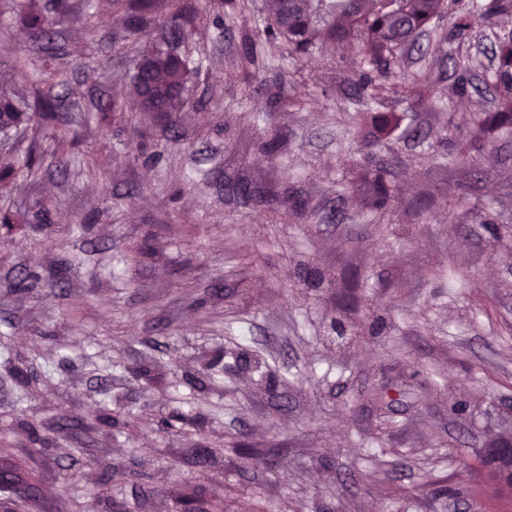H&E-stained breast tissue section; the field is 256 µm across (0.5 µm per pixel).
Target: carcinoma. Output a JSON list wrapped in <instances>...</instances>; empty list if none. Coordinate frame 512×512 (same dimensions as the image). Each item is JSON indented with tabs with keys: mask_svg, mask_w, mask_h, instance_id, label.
<instances>
[{
	"mask_svg": "<svg viewBox=\"0 0 512 512\" xmlns=\"http://www.w3.org/2000/svg\"><path fill=\"white\" fill-rule=\"evenodd\" d=\"M168 15L165 24L177 40L193 35L188 27L189 9L185 0H166ZM272 26L269 33L284 39L290 50L298 55L312 53L326 41L358 43L360 79L355 90L365 92L372 86L374 75L390 80L389 90L409 98L422 97L427 87L413 80L403 69L408 44L420 34L429 31L436 21L446 17L453 36L463 35L477 25L491 21L500 13L512 10V0H489L473 12L460 6L461 0H270ZM117 10L130 18L143 21L154 0H112ZM68 7L67 0H48L40 8L33 0L20 5L18 18L25 27L46 36L52 25V13ZM495 57L497 68L493 74L499 99L495 111L486 112L475 124L472 139L480 141L487 132L512 124V31L498 38ZM200 71V65L160 43L142 50L131 80L140 89L144 73L155 81L158 99L167 112H180L186 105L183 90L189 77ZM62 71L48 68L34 78L31 86L41 108V117L47 119L54 112V89L65 84ZM0 133L24 132L33 121L28 103L0 82ZM376 195L373 207L382 208L390 197L392 185L382 175L375 178ZM0 482L10 486L20 502L35 506L37 499L23 495L32 485L19 479L10 469H0Z\"/></svg>",
	"mask_w": 512,
	"mask_h": 512,
	"instance_id": "cac0c4a2",
	"label": "carcinoma"
}]
</instances>
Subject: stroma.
<instances>
[{"mask_svg":"<svg viewBox=\"0 0 512 512\" xmlns=\"http://www.w3.org/2000/svg\"><path fill=\"white\" fill-rule=\"evenodd\" d=\"M187 4L180 49L203 66L168 116L131 83L169 37L164 0L135 36L111 0H69L50 43L0 0L19 96L17 56L71 72L60 112L0 143V169L40 156L0 191L17 218L0 225V448L34 473L37 512L186 495L204 512H512L479 463L512 437V126L471 141L512 13L418 38L404 68L432 92L410 100L356 94L355 46L269 41L267 0ZM109 97L122 109L100 115ZM379 170L394 191L378 211Z\"/></svg>","mask_w":512,"mask_h":512,"instance_id":"35a3bbf8","label":"stroma"}]
</instances>
